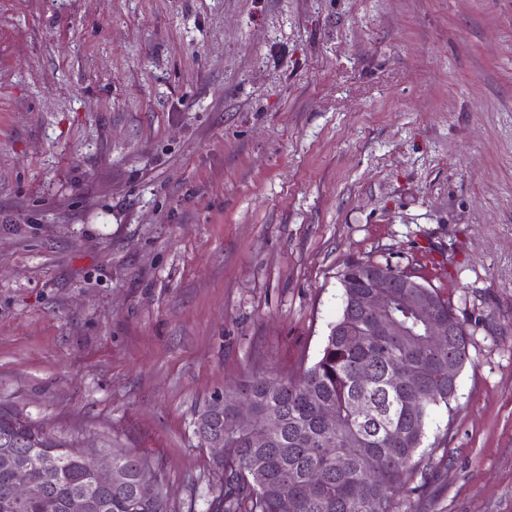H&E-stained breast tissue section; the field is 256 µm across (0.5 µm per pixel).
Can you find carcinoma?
I'll use <instances>...</instances> for the list:
<instances>
[{
  "label": "carcinoma",
  "mask_w": 512,
  "mask_h": 512,
  "mask_svg": "<svg viewBox=\"0 0 512 512\" xmlns=\"http://www.w3.org/2000/svg\"><path fill=\"white\" fill-rule=\"evenodd\" d=\"M370 264L351 262L343 274V309L330 328L319 359L296 378L255 373L224 389V414L212 430L224 433V474L207 491V512H398L405 482L421 464L420 449L433 411L453 410L448 391V347L426 335L427 327L409 313L412 288H380L384 306L365 312L357 299L372 284ZM425 292L454 320L458 371L469 362L467 322L436 289ZM364 376V382L358 376ZM279 388L272 391L268 382ZM253 402L258 421L247 430L231 426L235 403ZM416 405L408 407L405 401ZM336 411L335 444L318 451L324 436L320 407ZM276 418L282 427L265 442L255 437L261 424ZM73 435L54 433L0 404V504L22 478L46 479L59 504L50 511L31 502L20 512H77L71 502L93 494L96 512H169L167 494L156 500L136 495L144 479L160 480L150 457L112 449L119 485H94L82 462L69 455ZM314 470L328 473L313 490Z\"/></svg>",
  "instance_id": "1"
}]
</instances>
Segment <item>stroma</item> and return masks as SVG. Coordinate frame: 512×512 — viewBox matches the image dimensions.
I'll use <instances>...</instances> for the list:
<instances>
[{"label":"stroma","mask_w":512,"mask_h":512,"mask_svg":"<svg viewBox=\"0 0 512 512\" xmlns=\"http://www.w3.org/2000/svg\"><path fill=\"white\" fill-rule=\"evenodd\" d=\"M351 259L470 326L398 512H512V0H0V402L203 512L196 410Z\"/></svg>","instance_id":"1"}]
</instances>
